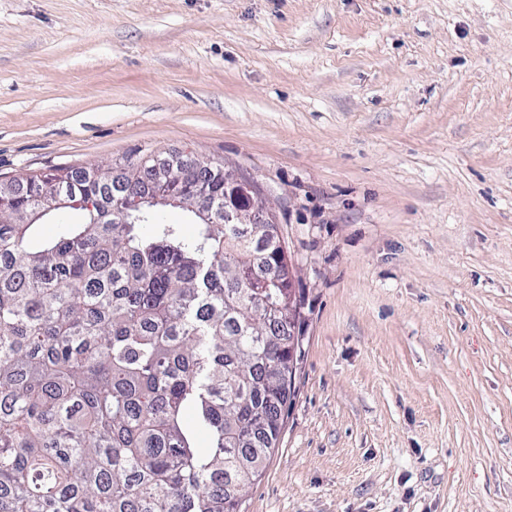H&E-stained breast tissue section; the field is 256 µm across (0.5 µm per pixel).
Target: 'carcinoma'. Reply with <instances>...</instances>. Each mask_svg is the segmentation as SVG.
<instances>
[{
	"instance_id": "1",
	"label": "carcinoma",
	"mask_w": 512,
	"mask_h": 512,
	"mask_svg": "<svg viewBox=\"0 0 512 512\" xmlns=\"http://www.w3.org/2000/svg\"><path fill=\"white\" fill-rule=\"evenodd\" d=\"M114 166L145 190L143 155L0 185V512H240L290 401L288 251L224 223L222 177L211 224H115ZM51 182L91 207L40 238Z\"/></svg>"
}]
</instances>
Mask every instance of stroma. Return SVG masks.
Wrapping results in <instances>:
<instances>
[{"mask_svg":"<svg viewBox=\"0 0 512 512\" xmlns=\"http://www.w3.org/2000/svg\"><path fill=\"white\" fill-rule=\"evenodd\" d=\"M161 150L303 300L242 512H512V0H0V179Z\"/></svg>","mask_w":512,"mask_h":512,"instance_id":"stroma-1","label":"stroma"}]
</instances>
